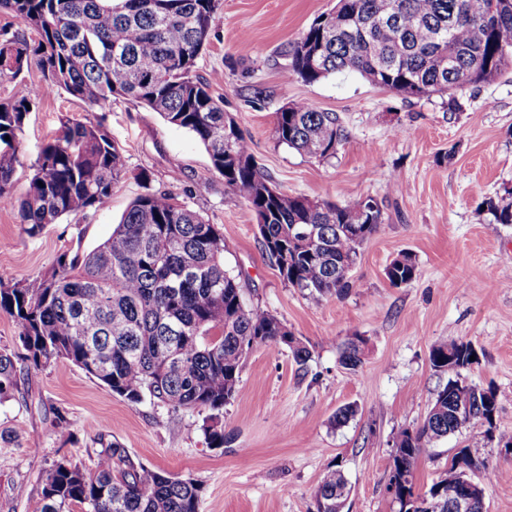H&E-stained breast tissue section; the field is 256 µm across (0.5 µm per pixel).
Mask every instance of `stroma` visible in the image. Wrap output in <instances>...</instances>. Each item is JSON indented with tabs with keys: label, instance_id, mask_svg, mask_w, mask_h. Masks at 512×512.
Here are the masks:
<instances>
[{
	"label": "stroma",
	"instance_id": "stroma-1",
	"mask_svg": "<svg viewBox=\"0 0 512 512\" xmlns=\"http://www.w3.org/2000/svg\"><path fill=\"white\" fill-rule=\"evenodd\" d=\"M335 0H221L195 73L235 118L262 170L282 192L314 202L377 199L384 222L358 248L356 288L316 300L291 287L265 253L253 212L225 188L192 133L125 99L97 109L65 93L46 96L37 64L0 78V99L25 88L33 102L19 136L22 164L14 194L22 196L29 166L67 118L102 122L122 149L126 177L106 207L70 215L37 237L26 236L18 212L0 207V277L50 271L64 251L88 252L112 233L143 194L136 178L169 191L224 232V266L238 275L247 308L274 315L310 350L298 367L287 347L255 346L240 378L242 395L220 417L224 445L212 446L204 415L180 426L144 402L129 403L72 363L36 369L23 361L19 328L0 312V351L17 356V390L0 399V512H40L48 470L59 460L90 473L100 436L121 442L134 462L201 486L200 512H315L325 469L340 464L351 492L344 512H397L386 490L393 441L418 426L447 383L429 362L431 348L451 338L471 343L478 360L462 379L493 389L502 424L512 427V224H495L482 209L512 189V68L459 94L460 110L439 97L404 96L355 72L314 84L289 70L283 49ZM333 112L347 138L335 157L319 160L277 142V112L293 102ZM416 257L414 281L393 286L389 264ZM363 340L362 366L339 356ZM357 414L336 424V411ZM63 415L69 435H60ZM474 426L428 445L416 473L419 487L443 472L454 450L472 445L495 478L486 512H512V456L482 440Z\"/></svg>",
	"mask_w": 512,
	"mask_h": 512
}]
</instances>
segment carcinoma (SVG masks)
<instances>
[{
	"label": "carcinoma",
	"instance_id": "1",
	"mask_svg": "<svg viewBox=\"0 0 512 512\" xmlns=\"http://www.w3.org/2000/svg\"><path fill=\"white\" fill-rule=\"evenodd\" d=\"M220 0H0L26 28L0 39V77L17 76L37 57L43 94L60 90L91 107L112 100L136 101L167 123L192 133L204 146L224 185L249 204L260 241L280 275L294 288L322 299L356 287L350 268L357 249L384 223L381 205L358 218L362 202L316 203L272 191L247 139L226 115L209 84L193 75ZM290 69L307 83L355 71L370 83L412 97L447 96L478 87L512 67V0H336L300 40L285 49ZM28 94L0 101V205H12L13 177L22 165L18 137L28 114ZM277 141L321 160L336 154L346 137L339 117L295 102L276 113ZM18 201L22 231L33 238L68 215L100 209L127 172L121 148L101 125L68 118L32 165ZM137 179L146 192L120 224L87 253L59 254L48 273L19 280L0 277V312L20 329L23 359L35 367L67 360L132 404L145 400L166 410L171 426L184 414L209 411L203 430L224 446L220 417L241 396L240 373L259 344L284 345L304 367L309 349L275 316L246 308L238 277L224 267V233L197 211ZM491 221L512 224V192L483 202ZM317 228L313 237L293 228ZM394 286L417 275L415 256L387 268ZM471 343L450 339L432 347L439 372L472 364ZM345 369L362 364L358 344L341 353ZM14 357L0 351V396L18 388ZM471 401L470 415L457 403ZM495 393L457 377L448 379L417 427L394 439L387 487L398 512L418 506L437 488V501L459 485L457 448L439 479L416 489L415 476L427 445L485 420L498 440L511 442L500 425ZM94 472L65 461L48 471L41 512H199L201 484L131 463L124 446L99 439ZM348 487L341 466H329L315 505L336 503Z\"/></svg>",
	"mask_w": 512,
	"mask_h": 512
}]
</instances>
